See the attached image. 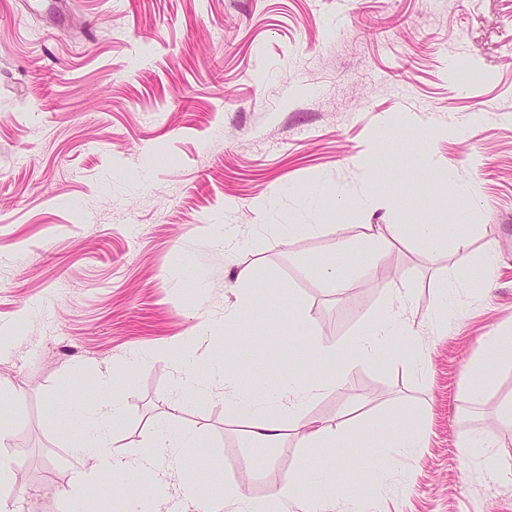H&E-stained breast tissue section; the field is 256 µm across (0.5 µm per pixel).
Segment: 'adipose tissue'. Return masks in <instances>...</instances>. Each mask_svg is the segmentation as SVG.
Returning <instances> with one entry per match:
<instances>
[{"label": "adipose tissue", "instance_id": "obj_1", "mask_svg": "<svg viewBox=\"0 0 512 512\" xmlns=\"http://www.w3.org/2000/svg\"><path fill=\"white\" fill-rule=\"evenodd\" d=\"M409 300L408 290L388 289L383 316L369 332L354 339L352 348L338 342L315 343L316 357L334 369L333 374L319 380H299L288 374L245 383L236 366L216 361L215 367L224 378L230 401L249 415L246 432L250 445L265 448L279 445L309 403L326 394L341 392L342 381L352 370L355 358L377 357L397 338L414 340L417 331L409 315ZM99 384L103 394L94 406L86 408L81 402L71 400L54 411L61 427H79L85 431L84 436L73 439L67 448L70 457L80 461L81 467L73 477L64 512H75L86 487L104 472L112 476L114 494L124 496L142 487L148 490L150 500H169V512H222L226 501L235 499L236 486L230 482L213 494L204 493L200 485L189 479L171 485V476L180 471L183 449L200 447L196 436L175 435L159 424L141 448L128 453L111 448L106 429L120 421L122 408L112 390L111 371L101 372ZM372 439L375 447L391 459L399 460L424 447L427 433L421 427L406 425L393 412L383 417L382 427L373 433ZM356 440L347 419L337 417L305 423L301 445L323 453L321 468L303 484L292 476H281L272 498L244 503L242 512H285L290 501L331 491V479L341 462L336 451L351 447Z\"/></svg>", "mask_w": 512, "mask_h": 512}]
</instances>
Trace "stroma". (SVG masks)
Instances as JSON below:
<instances>
[{
  "label": "stroma",
  "mask_w": 512,
  "mask_h": 512,
  "mask_svg": "<svg viewBox=\"0 0 512 512\" xmlns=\"http://www.w3.org/2000/svg\"><path fill=\"white\" fill-rule=\"evenodd\" d=\"M421 152L453 166L454 182H409ZM467 187L476 198L458 206ZM0 214L9 512H59L79 463L52 403L96 402L104 367L118 376L124 415L110 437L123 449L161 423L206 446L184 449L183 475L206 469L253 501L282 474L306 481L323 458L297 435L247 449L248 415L221 380L179 394L174 364L148 354L196 341L209 321L201 373L223 356L245 380L323 377L313 343L368 332L389 288L412 293L425 370L394 342L306 417L343 414L367 433L402 405L428 443L392 471L366 434L339 449L344 477L325 512H512V430L497 426L512 365L490 364L492 385L462 399L488 373L474 368L482 336L512 326V0H65L57 15L46 0H0ZM219 222L238 231L233 259ZM281 224L301 230L288 238ZM368 224L392 242L382 281L357 250L336 294L313 265ZM413 224L469 225V260L412 238ZM243 267L258 305L248 334L228 337ZM446 279L459 284L458 319L442 332L431 320ZM292 309L310 316L308 335L291 334ZM470 429L494 445L497 472L466 458Z\"/></svg>",
  "instance_id": "obj_1"
}]
</instances>
